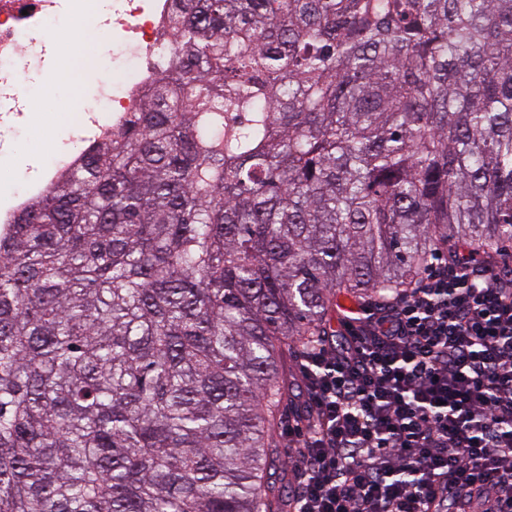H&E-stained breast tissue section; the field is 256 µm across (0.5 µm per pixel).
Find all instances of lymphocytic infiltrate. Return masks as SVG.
<instances>
[{
  "label": "lymphocytic infiltrate",
  "instance_id": "1",
  "mask_svg": "<svg viewBox=\"0 0 512 512\" xmlns=\"http://www.w3.org/2000/svg\"><path fill=\"white\" fill-rule=\"evenodd\" d=\"M512 268L434 258L305 353L290 512H512Z\"/></svg>",
  "mask_w": 512,
  "mask_h": 512
}]
</instances>
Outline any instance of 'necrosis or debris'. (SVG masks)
<instances>
[{"instance_id":"4bbe7bcc","label":"necrosis or debris","mask_w":512,"mask_h":512,"mask_svg":"<svg viewBox=\"0 0 512 512\" xmlns=\"http://www.w3.org/2000/svg\"><path fill=\"white\" fill-rule=\"evenodd\" d=\"M65 4L79 24L105 30L112 43V63L99 69L89 94L82 78L95 65V58H70L76 99L90 95L96 105L81 110L79 129L55 150L52 162L26 173L23 188L0 204V224L14 223L31 201L81 164L93 146L138 111L149 90L172 78L164 62L172 51L174 0H112L107 13L102 12L100 0H0V114L7 116L18 108L17 65L40 67L47 44L57 36L50 20Z\"/></svg>"}]
</instances>
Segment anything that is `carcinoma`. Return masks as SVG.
I'll use <instances>...</instances> for the list:
<instances>
[{"mask_svg": "<svg viewBox=\"0 0 512 512\" xmlns=\"http://www.w3.org/2000/svg\"><path fill=\"white\" fill-rule=\"evenodd\" d=\"M176 78L0 231V512H283L289 359L512 244V0H177Z\"/></svg>", "mask_w": 512, "mask_h": 512, "instance_id": "1", "label": "carcinoma"}]
</instances>
